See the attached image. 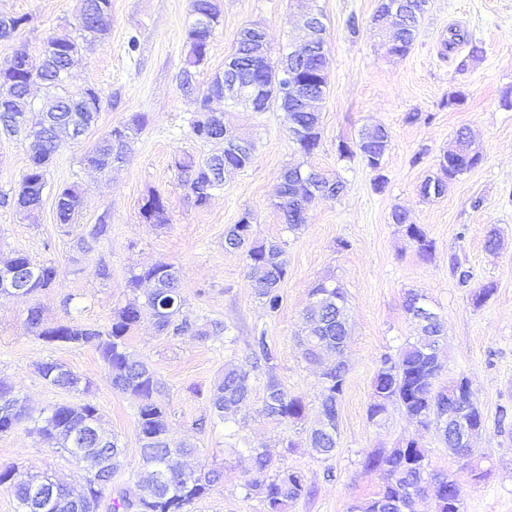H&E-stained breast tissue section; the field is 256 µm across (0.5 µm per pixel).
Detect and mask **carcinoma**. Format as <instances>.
Here are the masks:
<instances>
[{
	"label": "carcinoma",
	"mask_w": 512,
	"mask_h": 512,
	"mask_svg": "<svg viewBox=\"0 0 512 512\" xmlns=\"http://www.w3.org/2000/svg\"><path fill=\"white\" fill-rule=\"evenodd\" d=\"M112 0H83V9L78 18L80 38L69 34L48 37L43 50L41 70L33 75L24 68L28 57L25 50L13 55L7 68L0 70V108L5 107L18 117L12 125L3 120L0 125L8 134L26 133L29 139V166L23 175L12 203L21 213L37 209L46 186V173L53 156L60 146L61 135L74 127L90 131L101 111V95L93 85H87L73 93L68 88L69 70L73 54L103 38L110 30L107 18L112 16ZM190 11L209 16L212 21L199 26L189 20L185 30L186 54L180 81L189 89L197 91L193 100L194 118L191 132L201 142H212L224 135V113L210 112L207 104L213 97L224 93V74H215L206 88L197 89L196 75L205 64L210 43L220 25L221 11L211 0H191ZM421 15L410 17L406 30L395 33L393 42L396 56L403 57L409 51L418 30ZM29 19L24 16L0 15V38H10ZM264 43L252 45L236 44L231 54L236 63H251L246 85L251 89L261 84L266 87V109L286 113L288 128L299 150L312 154L321 140L320 115L315 112H290L277 91V72L272 58H263ZM319 60L311 58L300 64L297 75L315 86L318 96H326L327 83L319 77ZM41 84L55 111L44 113L35 109L30 99L29 82ZM146 124V116L136 112L121 126L115 127L99 137L84 156L87 165L104 171L116 161H125L127 155L117 154L116 135H124L133 143ZM388 130L377 125L363 131L356 141V148L345 147L339 151L342 157L357 155L376 171V158L388 151ZM252 161V151L212 155L202 160L185 156L176 161L182 175V185L189 189L193 205L199 209L207 207L213 192L224 185L221 171L232 167L246 168ZM455 155L444 154L439 161L438 172L426 178L436 182L445 194L450 177L455 172ZM315 178L326 191L343 188L338 180L328 178L315 170L299 167L286 169L281 177L276 206L284 215L291 232L302 229L304 223L293 219L299 209L294 197L293 182ZM83 202L82 192L76 185H65L57 191V219L61 224H71L79 213ZM142 217L149 223H169V208L158 194L148 197L141 207ZM394 223L404 228L408 240L423 258L432 255L433 242L417 224L408 223L405 211L392 212ZM225 247L243 252L254 278L253 288L257 298L270 313L281 306L280 285L288 274V263L284 250L275 241L258 242L253 238L252 215L242 214L237 223L231 225L224 237ZM12 262L30 271L26 295L31 297L50 287L56 279V269L46 262H37L23 253H16ZM149 282L153 288L141 291L142 284ZM131 294L126 303L113 315L110 328L101 330L90 325L68 321L50 332L44 322L42 309L37 305L27 308L25 325L39 339L48 343H63L74 347H92L108 372L112 388L137 397V435L149 438L152 445L141 447L143 472L139 479V495L131 500L120 491H115L109 508L111 512H191V507L203 499L211 488L223 477L215 470H193L186 468L182 459L196 452L192 444L178 448L168 441V420L162 398L166 394L165 384L156 377L150 365L128 351L127 338L144 320L150 317L159 331L173 336L190 335L202 341L219 338L226 333V326L219 321L196 325L181 318L183 298L180 289L179 271L174 264L159 261L138 271L132 270L126 280ZM312 303L304 314L302 336L299 347L306 361L318 363L326 350L343 352L349 340L348 298L343 288L325 281L311 289ZM444 341V324L437 319L430 324L418 325L417 336L392 357L385 355L373 380L372 401L368 407V419L377 425L396 404L409 416L420 420L428 427L435 421L448 419V409L456 404L455 385H438L440 373L430 367L442 360L441 346ZM255 360L264 364L267 371L264 412L277 423H298L306 415L307 404L303 398L288 393L276 376L277 354L265 335L253 338ZM38 374L55 388L74 394L89 391L90 382L81 376L63 377L62 372L70 368L56 360H46L36 366ZM347 368L331 366L319 375L321 397V420L309 432L310 448L324 459L336 452V415L340 396L343 394ZM251 373L234 365L224 367L223 376L212 386L208 396L210 423H222L228 427L238 423L242 405L250 399ZM13 397L18 411L13 416L0 414V434H9L22 426L32 428L54 444V449L75 460L86 456L100 455L112 460V467L99 473L82 477V491L95 502H102L105 494L112 491V477L121 467L124 449L119 440L104 428L98 408L89 401L61 404L47 414L33 416L21 397L12 387L0 384V400ZM94 428L101 441L93 444L86 440V431ZM253 461V476L244 484L246 495L260 500L264 512H288L290 504L308 495L310 489L305 476L288 469L276 470L271 456L262 448L250 449ZM427 450L416 446L414 454L405 456L399 448L388 452L376 451L365 458L364 466L378 470L382 485L376 495L351 509V512H414L421 501L430 499L434 512H448V493L458 492L459 484L454 476L444 472L428 471ZM52 480L49 475L32 474L16 477L13 467L0 470V485H8L18 503V512H81L70 498L73 490L60 485L59 498L50 500L43 496L42 486Z\"/></svg>",
	"instance_id": "obj_1"
}]
</instances>
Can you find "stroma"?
<instances>
[{"instance_id":"35a3bbf8","label":"stroma","mask_w":512,"mask_h":512,"mask_svg":"<svg viewBox=\"0 0 512 512\" xmlns=\"http://www.w3.org/2000/svg\"><path fill=\"white\" fill-rule=\"evenodd\" d=\"M309 3L322 10L329 31L328 94L318 149L311 155L298 151L283 113L213 101L226 126L252 141L254 153L246 169L226 174L223 189L201 210L188 199L175 161L188 154L203 158L224 146L194 139V105L178 80L189 0H112L108 34L78 55L68 86L91 84L101 92L91 138L136 112L146 114L147 124L129 158L111 172L88 168L82 161L86 144L66 142L53 158L43 200L31 215L0 204V259L22 252L58 270L52 287L34 300L0 298V381L12 385L36 415L78 400L47 384L36 371L38 363L55 359L88 378L87 400L100 409L107 431L124 448L112 487L135 497L141 472L137 399L113 390L94 349L47 344L24 322L34 302L46 323L107 327L127 298L129 270L170 262L181 273L185 314L224 322L228 335L224 341L165 336L146 320L128 338L129 351L148 361L167 387L172 445L195 443L199 453L191 465L224 472L194 512H263L258 499L246 497L243 489L252 474L253 448L267 449L276 467L305 474L311 494L288 512H349L381 484L380 472L365 468L366 455L411 437L427 448L432 470L456 476L466 512H512V110L501 105L502 96L512 91V0H429L416 40L402 58L388 56L384 37L372 26L378 0ZM81 6L82 0H0V14L29 19L13 38L0 39V66L22 47L31 62H39L50 35L74 31ZM221 10V24L197 75L201 85L223 70L245 24H262L278 52L287 49L298 22L295 0H221ZM353 19L359 23L355 34L348 28ZM453 29L466 40L449 51L444 43ZM474 44L482 49L477 61L468 58ZM457 94L462 102L449 105ZM374 124L391 135L378 172L338 152L339 144L355 142ZM461 128L479 146L481 163L453 181L444 197L423 198L420 184L436 173ZM28 164L22 137L0 132V196L13 194ZM289 165L315 168L346 185L339 198L313 202L306 224L295 233L288 232L275 205L281 172ZM379 174L386 180L380 192L374 188ZM72 184L82 189L83 206L74 223L62 224L56 190ZM155 193L167 201L169 224L147 223L140 214L145 198ZM396 209L433 241L430 259L420 257L402 227L393 224ZM246 211L254 217L257 239L286 244L288 275L274 313L257 299L244 256L224 248L226 230ZM98 224L107 231L92 236ZM491 228L500 237L495 251L485 246ZM454 257L469 271L468 285H460L452 271ZM104 266L110 271L106 279L99 275ZM323 277L346 291L351 325L343 354L349 373L339 406L338 444L327 460L306 440L307 429L321 417L319 370L297 346L310 289ZM485 283L495 290L482 306H474L470 291ZM411 290L424 294L447 326L440 382L468 378L482 413L484 428L469 459L452 455L434 429L421 427L399 408H391L384 427L367 419L381 358L397 354L415 334L404 307ZM260 333L277 349L275 373L282 387L307 404L304 422L277 424L263 412L266 375L253 369L250 349ZM230 363L251 370L253 387L243 419L231 432L200 423L208 393ZM473 464L480 466L481 477L472 476ZM11 466L21 472L45 469L72 486L83 473L82 465L53 453L48 442L25 428L0 435V469Z\"/></svg>"}]
</instances>
